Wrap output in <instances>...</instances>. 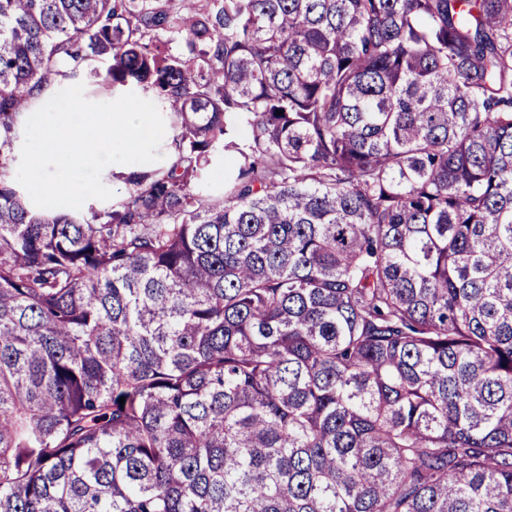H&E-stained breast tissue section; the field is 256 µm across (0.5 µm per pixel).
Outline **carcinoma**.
Segmentation results:
<instances>
[{
  "label": "carcinoma",
  "instance_id": "obj_1",
  "mask_svg": "<svg viewBox=\"0 0 512 512\" xmlns=\"http://www.w3.org/2000/svg\"><path fill=\"white\" fill-rule=\"evenodd\" d=\"M82 76L170 144L35 212ZM0 512H512V0H0Z\"/></svg>",
  "mask_w": 512,
  "mask_h": 512
}]
</instances>
